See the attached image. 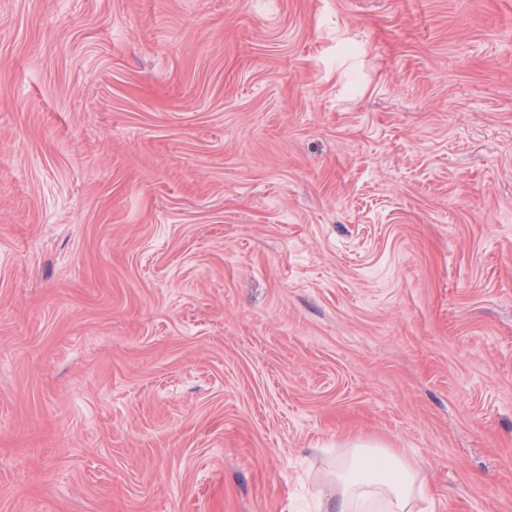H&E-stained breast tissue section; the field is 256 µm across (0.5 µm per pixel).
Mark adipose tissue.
Masks as SVG:
<instances>
[{"mask_svg":"<svg viewBox=\"0 0 512 512\" xmlns=\"http://www.w3.org/2000/svg\"><path fill=\"white\" fill-rule=\"evenodd\" d=\"M325 512H414L429 502V488L400 450L358 437L344 444L329 476Z\"/></svg>","mask_w":512,"mask_h":512,"instance_id":"ef3b65f1","label":"adipose tissue"}]
</instances>
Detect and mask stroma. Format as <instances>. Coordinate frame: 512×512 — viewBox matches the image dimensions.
I'll return each mask as SVG.
<instances>
[{
	"mask_svg": "<svg viewBox=\"0 0 512 512\" xmlns=\"http://www.w3.org/2000/svg\"><path fill=\"white\" fill-rule=\"evenodd\" d=\"M356 435L512 512V0H0V512H315Z\"/></svg>",
	"mask_w": 512,
	"mask_h": 512,
	"instance_id": "stroma-1",
	"label": "stroma"
}]
</instances>
